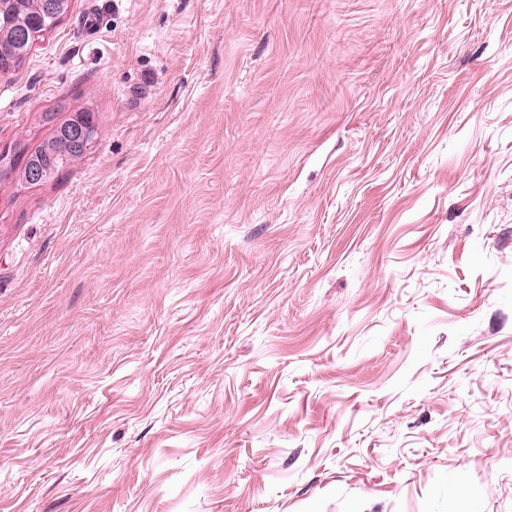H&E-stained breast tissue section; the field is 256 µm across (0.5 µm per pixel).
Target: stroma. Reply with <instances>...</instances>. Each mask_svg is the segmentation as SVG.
Here are the masks:
<instances>
[{"label": "stroma", "instance_id": "stroma-1", "mask_svg": "<svg viewBox=\"0 0 512 512\" xmlns=\"http://www.w3.org/2000/svg\"><path fill=\"white\" fill-rule=\"evenodd\" d=\"M0 512H512V0H72L0 77ZM56 113L46 112L43 113L42 120L44 123H53L52 128L53 132L51 136L43 141L40 145H38L34 150L28 151V145L18 142V154L15 158V161L20 160L25 155V166H29L31 168H37L43 172L47 173V177L44 181L53 179L58 173L63 170L66 166L72 163L74 160L83 156L87 150L82 149L81 147H76L74 145L69 146L66 152H61L57 150L58 144L61 142L58 141L57 137L60 135V132L64 131L67 126H70L73 122V117L61 122L54 123L56 119ZM43 172H40L36 169L29 170L27 173H20V176L30 182L35 181L43 177ZM38 183V184H40Z\"/></svg>", "mask_w": 512, "mask_h": 512}]
</instances>
